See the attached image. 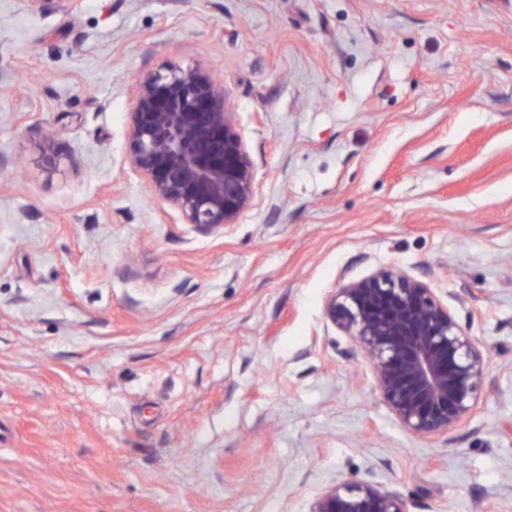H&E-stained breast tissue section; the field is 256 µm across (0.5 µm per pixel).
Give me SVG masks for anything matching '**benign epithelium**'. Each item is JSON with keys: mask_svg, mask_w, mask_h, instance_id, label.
Listing matches in <instances>:
<instances>
[{"mask_svg": "<svg viewBox=\"0 0 512 512\" xmlns=\"http://www.w3.org/2000/svg\"><path fill=\"white\" fill-rule=\"evenodd\" d=\"M127 162L150 196L203 231L233 224L249 206L254 172L224 85L201 66L136 77ZM331 322L368 360L371 383L399 424L420 437L465 420L487 376L479 340L430 285L396 267L343 283L326 299ZM309 512H410L397 491L345 479Z\"/></svg>", "mask_w": 512, "mask_h": 512, "instance_id": "1", "label": "benign epithelium"}]
</instances>
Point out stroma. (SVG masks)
<instances>
[{
  "instance_id": "35a3bbf8",
  "label": "stroma",
  "mask_w": 512,
  "mask_h": 512,
  "mask_svg": "<svg viewBox=\"0 0 512 512\" xmlns=\"http://www.w3.org/2000/svg\"><path fill=\"white\" fill-rule=\"evenodd\" d=\"M195 64L255 174L217 233L125 162L135 77ZM385 266L484 345L446 434L325 314ZM340 479L512 512V0H0V512H309Z\"/></svg>"
}]
</instances>
